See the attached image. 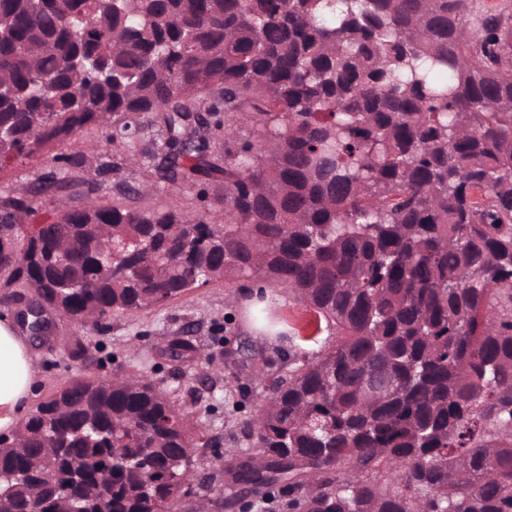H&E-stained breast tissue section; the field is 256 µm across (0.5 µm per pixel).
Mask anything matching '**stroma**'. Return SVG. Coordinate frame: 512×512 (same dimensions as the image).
Returning <instances> with one entry per match:
<instances>
[{
  "label": "stroma",
  "mask_w": 512,
  "mask_h": 512,
  "mask_svg": "<svg viewBox=\"0 0 512 512\" xmlns=\"http://www.w3.org/2000/svg\"><path fill=\"white\" fill-rule=\"evenodd\" d=\"M111 130L108 122L89 125L61 146V153L81 159L79 165L67 169L73 191L95 187L99 202L109 206L126 204L125 191L133 187L139 191V207L161 208L175 201L189 216L203 212L210 223H223V212L205 209L199 199L208 184H172L160 180L153 166L129 165V153L139 151L142 140L112 144L105 140ZM58 167L48 154L15 160L0 172V198L27 194ZM267 293L264 314L278 328L273 336L260 332L248 307L241 305V289L220 283L196 288L170 304L112 316L102 328L49 313L48 340L32 343L38 365L35 396L44 398L57 386L87 375L144 372L176 403L190 406L194 424L211 441L210 447L197 452L200 476L212 481L207 494L210 512H238L221 505L231 483L224 470V453L248 446L241 428L264 393L256 371L270 365L287 368L289 357L312 354L335 340L333 331L318 327L315 315L287 289L271 286ZM177 337L195 345L190 360L175 362L167 355V346ZM79 344L85 353L77 357L73 351Z\"/></svg>",
  "instance_id": "stroma-1"
}]
</instances>
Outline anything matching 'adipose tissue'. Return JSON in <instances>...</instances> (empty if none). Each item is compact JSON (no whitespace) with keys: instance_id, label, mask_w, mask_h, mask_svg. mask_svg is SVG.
<instances>
[{"instance_id":"obj_1","label":"adipose tissue","mask_w":512,"mask_h":512,"mask_svg":"<svg viewBox=\"0 0 512 512\" xmlns=\"http://www.w3.org/2000/svg\"><path fill=\"white\" fill-rule=\"evenodd\" d=\"M37 362L14 322L0 319V433L15 432L35 390Z\"/></svg>"}]
</instances>
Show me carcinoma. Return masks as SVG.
<instances>
[{"label":"carcinoma","instance_id":"carcinoma-1","mask_svg":"<svg viewBox=\"0 0 512 512\" xmlns=\"http://www.w3.org/2000/svg\"><path fill=\"white\" fill-rule=\"evenodd\" d=\"M0 172L156 112L161 180L222 185L224 223L0 200L10 305L100 324L262 278L335 331L271 376L233 482L288 512H512V12L473 0H0ZM248 125V132L242 126ZM224 137V154L211 139ZM124 268L115 278L111 263ZM379 362L396 388L369 398ZM207 447L148 376L64 384L0 436V512H176ZM112 474L107 503L97 480Z\"/></svg>","mask_w":512,"mask_h":512}]
</instances>
